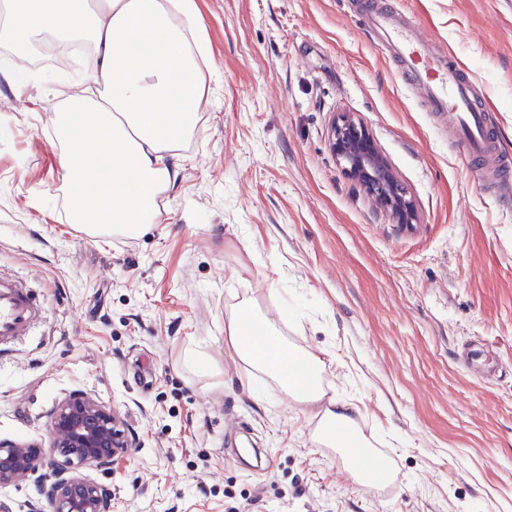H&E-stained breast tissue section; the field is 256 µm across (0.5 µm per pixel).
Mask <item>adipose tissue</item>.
Here are the masks:
<instances>
[{"mask_svg":"<svg viewBox=\"0 0 512 512\" xmlns=\"http://www.w3.org/2000/svg\"><path fill=\"white\" fill-rule=\"evenodd\" d=\"M46 35L88 43L96 59V93L69 97L54 117L72 218L95 234H139L162 216L173 177L164 155L192 132L206 93L194 2L0 0V45L22 54ZM225 333L241 360L281 376L294 396L323 399L319 359L283 350L251 304ZM349 412L330 403L317 440L347 449L360 476L381 477Z\"/></svg>","mask_w":512,"mask_h":512,"instance_id":"ef3b65f1","label":"adipose tissue"}]
</instances>
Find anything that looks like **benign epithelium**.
<instances>
[{
    "mask_svg": "<svg viewBox=\"0 0 512 512\" xmlns=\"http://www.w3.org/2000/svg\"><path fill=\"white\" fill-rule=\"evenodd\" d=\"M330 146L345 174L397 224L417 223L409 190L397 179L365 127L349 116L333 121ZM47 448L0 441V488L33 484L28 512H110L111 488L81 473L105 472L133 447L124 416L91 392L71 393L52 410Z\"/></svg>",
    "mask_w": 512,
    "mask_h": 512,
    "instance_id": "1",
    "label": "benign epithelium"
}]
</instances>
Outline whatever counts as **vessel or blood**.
Returning <instances> with one entry per match:
<instances>
[{"instance_id": "b4317fda", "label": "vessel or blood", "mask_w": 512, "mask_h": 512, "mask_svg": "<svg viewBox=\"0 0 512 512\" xmlns=\"http://www.w3.org/2000/svg\"><path fill=\"white\" fill-rule=\"evenodd\" d=\"M358 10L364 26L381 37L406 84L418 91L429 111L445 120L464 156L484 162L489 171L486 189L505 192L512 185V157L498 149L489 127L491 104L464 64L429 42L414 17L394 13L377 0H361ZM40 312L30 288L0 276V345L29 335Z\"/></svg>"}]
</instances>
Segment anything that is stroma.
<instances>
[{"mask_svg": "<svg viewBox=\"0 0 512 512\" xmlns=\"http://www.w3.org/2000/svg\"><path fill=\"white\" fill-rule=\"evenodd\" d=\"M454 52L512 153V0H383ZM355 0H195L214 74L160 223L73 222L54 103L80 78L44 44L0 56V273L43 317L0 351V439L49 445L91 391L129 453L92 479L112 512H512V192H486ZM361 122L418 208L405 232L344 174L334 116ZM318 357L391 480L314 438L318 410L224 338L241 298ZM486 344L496 369L457 353Z\"/></svg>", "mask_w": 512, "mask_h": 512, "instance_id": "35a3bbf8", "label": "stroma"}]
</instances>
